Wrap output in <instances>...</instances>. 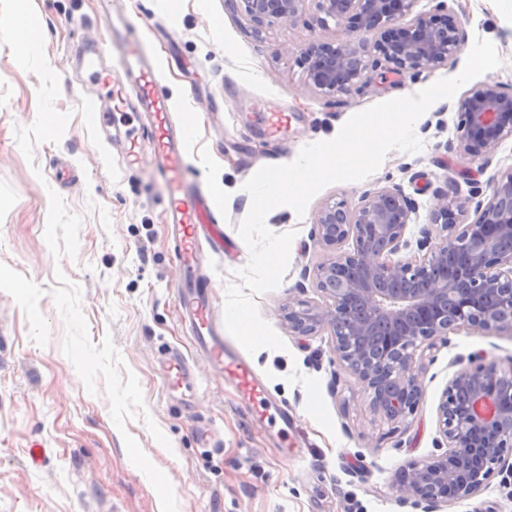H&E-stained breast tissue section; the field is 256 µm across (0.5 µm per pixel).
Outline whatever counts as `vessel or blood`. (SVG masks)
<instances>
[{
  "label": "vessel or blood",
  "mask_w": 512,
  "mask_h": 512,
  "mask_svg": "<svg viewBox=\"0 0 512 512\" xmlns=\"http://www.w3.org/2000/svg\"><path fill=\"white\" fill-rule=\"evenodd\" d=\"M109 45L122 55V70L114 79L116 98L130 111L149 115L146 130L130 129L125 163L130 168L138 166L142 159L140 139L151 143L153 166L164 180L168 198L167 222L171 226L175 257L183 271L178 299L183 316L189 321L200 351L248 400L253 416L276 428L283 455H290L291 416L287 407L266 391L246 358L225 345L224 333L215 319L213 301L196 273L201 232L205 225L223 223L224 208L204 188L190 186L184 177L185 144L192 129L174 124L171 101L156 91L162 80L160 64L139 42L127 37L125 27L112 26L97 40L82 46L80 54L88 76L99 77L100 61ZM166 368L169 383L180 388L190 387V371L179 354L167 355Z\"/></svg>",
  "instance_id": "vessel-or-blood-1"
}]
</instances>
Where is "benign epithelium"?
I'll return each mask as SVG.
<instances>
[{
    "label": "benign epithelium",
    "mask_w": 512,
    "mask_h": 512,
    "mask_svg": "<svg viewBox=\"0 0 512 512\" xmlns=\"http://www.w3.org/2000/svg\"><path fill=\"white\" fill-rule=\"evenodd\" d=\"M258 23L293 20L306 0H241ZM326 27L332 18L353 34L337 44L314 40L300 55L308 81L329 97L377 87L383 74L431 72L455 55L462 34L446 15L404 17L415 0H319ZM370 33L374 42L358 37ZM383 56L385 73L371 50ZM456 138L463 153L492 163L499 143L512 136V89L491 81L460 100ZM473 191L448 196L434 190L433 228H424L418 253L405 233L415 207L398 186L363 194L351 207L327 202L315 237L328 255L303 279L326 299L321 307H288L291 332L327 329L346 369L370 396L374 411L391 421L413 414L424 393L416 352L451 332L512 335V172L491 184L485 201ZM475 220L468 222L469 210ZM506 370L476 357L442 392L437 415L448 453L410 464L396 478L399 495L439 512L478 493L498 470L512 476V382Z\"/></svg>",
    "instance_id": "7a95c632"
}]
</instances>
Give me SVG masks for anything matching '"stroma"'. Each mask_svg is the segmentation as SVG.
Returning a JSON list of instances; mask_svg holds the SVG:
<instances>
[{"instance_id": "35a3bbf8", "label": "stroma", "mask_w": 512, "mask_h": 512, "mask_svg": "<svg viewBox=\"0 0 512 512\" xmlns=\"http://www.w3.org/2000/svg\"><path fill=\"white\" fill-rule=\"evenodd\" d=\"M445 5L464 36L448 65L332 98L298 63L313 39L348 36L334 21L320 27L318 0L262 26L227 0H112L107 14L97 0H0V22L22 6L46 33L28 54L0 35V512H422L400 498L397 471L447 452L437 416L444 388L478 352L511 366L512 336L460 331L418 351L425 394L413 415L391 421L372 409L330 331L294 335L286 314L292 303H325L300 281L326 256L314 237L326 202L353 206L364 192L400 186L415 204L406 237L417 241L433 190L453 176L448 163H470L456 140L458 98L416 121L420 152L390 151L366 179L323 188L304 216L279 206L265 219L271 232L294 235L282 282L255 298L286 347L248 361L294 415L286 457L274 430L198 352L176 300L182 272L163 182L151 160L127 170L120 145L88 126L87 103L109 101L74 54L120 16L163 63L160 90L175 121L194 129L186 178L224 204V245L202 241L199 264L220 309L250 259L238 227L258 169L334 138L357 112L458 75L479 38L504 63L475 85L512 89V0ZM273 112L288 115L276 131ZM171 350L191 364V389L168 391L162 359ZM441 512H512V478L494 474Z\"/></svg>"}]
</instances>
